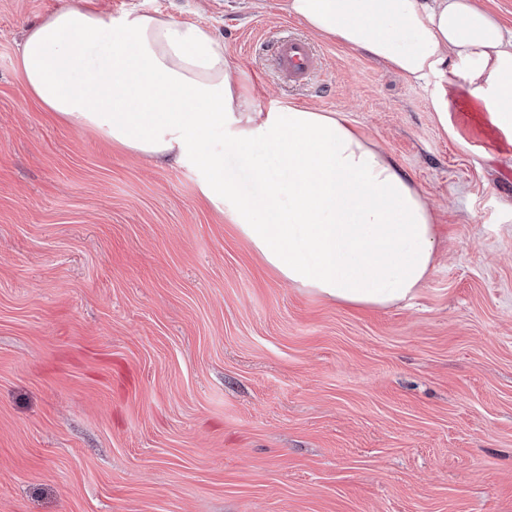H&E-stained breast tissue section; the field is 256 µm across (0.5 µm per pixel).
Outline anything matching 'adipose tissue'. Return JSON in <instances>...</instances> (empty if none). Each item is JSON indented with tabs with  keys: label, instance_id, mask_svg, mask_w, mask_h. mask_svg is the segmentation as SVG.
Wrapping results in <instances>:
<instances>
[{
	"label": "adipose tissue",
	"instance_id": "obj_1",
	"mask_svg": "<svg viewBox=\"0 0 512 512\" xmlns=\"http://www.w3.org/2000/svg\"><path fill=\"white\" fill-rule=\"evenodd\" d=\"M284 9L312 33L434 84L440 124L448 74H464L512 139V30L475 0H285ZM17 64L58 120L192 167L200 196L288 285L386 308L412 298L435 266V215L393 160L342 113L252 108L223 40L204 26L65 5L27 28ZM258 143L276 170L253 159ZM228 148L251 169L256 195L243 194L225 166Z\"/></svg>",
	"mask_w": 512,
	"mask_h": 512
}]
</instances>
